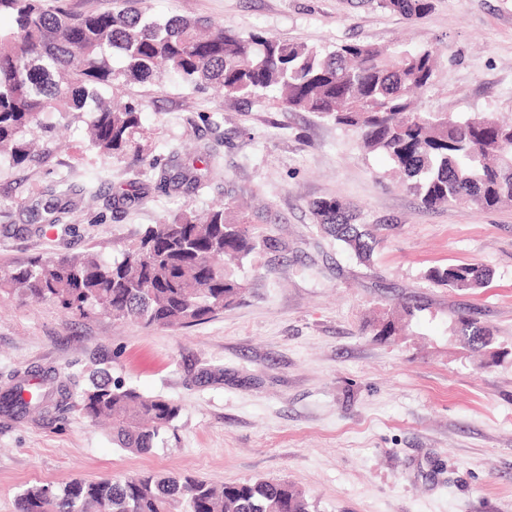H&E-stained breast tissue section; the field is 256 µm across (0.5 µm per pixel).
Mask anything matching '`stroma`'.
<instances>
[{
  "mask_svg": "<svg viewBox=\"0 0 512 512\" xmlns=\"http://www.w3.org/2000/svg\"><path fill=\"white\" fill-rule=\"evenodd\" d=\"M87 13L134 6L158 17L221 23L315 46L353 41L437 47L426 107L512 118V0H433L412 22L369 0H71ZM144 103L134 144L143 163H102L84 123L51 114L30 134L39 160L0 162V265L92 249L121 257L149 224L231 200L254 231L279 241L237 269L244 301L214 320L145 329L47 302L0 295V386L33 366L106 370L148 396L178 401L163 445L133 454L79 408L17 422L0 417V512L28 485L169 471L224 485L285 480L313 512H512V205L425 208L390 161L357 134L274 100L252 103L181 80L119 86ZM215 149L221 176L198 193L163 190L147 163ZM142 201L115 208L132 180ZM71 189L69 227L36 230L30 208ZM335 197L389 230L371 262L323 233L313 201ZM478 264L487 287L459 292L426 270ZM412 306L395 335L384 313ZM494 332V356L451 333L456 311ZM224 370L202 384L200 368Z\"/></svg>",
  "mask_w": 512,
  "mask_h": 512,
  "instance_id": "1",
  "label": "stroma"
}]
</instances>
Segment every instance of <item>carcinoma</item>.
I'll use <instances>...</instances> for the list:
<instances>
[{"mask_svg": "<svg viewBox=\"0 0 512 512\" xmlns=\"http://www.w3.org/2000/svg\"><path fill=\"white\" fill-rule=\"evenodd\" d=\"M377 4L410 21L433 8V0ZM2 13L13 24L0 27V159L14 165L36 160L27 135L53 112L81 118L88 145L102 160L125 155L143 103L114 108L100 90L120 79L154 84L175 75L198 90L217 87L254 102L273 98L289 112H312L354 130L365 151L391 160L401 186L426 208L512 203V120L483 113L456 119L427 109L421 94L437 65L432 48L350 42L320 49L178 16L158 21L132 8L76 14L67 0H0ZM149 168L158 170L161 188L196 193L206 186L185 163ZM72 206L38 202L31 208L34 223L61 224ZM311 209L320 228L362 262L383 242L387 225L360 223L357 209L336 198L315 200ZM261 246L276 244L251 230L230 202L219 201L203 220L185 210L148 226L120 260L87 252L1 266L0 292L17 291L83 316L97 310L144 329L197 325L241 302L245 288L224 261L240 265ZM425 278L474 291L488 273L456 264L431 267ZM452 332L469 348L491 352L493 330L469 314H457ZM77 385L54 369L15 374L0 389V415L20 421L78 405L93 422L112 420V440L120 447L144 454L182 410L107 374L79 392ZM17 512H311V504L286 481L258 478L218 488L180 473L140 472L122 480L36 483L18 495Z\"/></svg>", "mask_w": 512, "mask_h": 512, "instance_id": "cac0c4a2", "label": "carcinoma"}]
</instances>
